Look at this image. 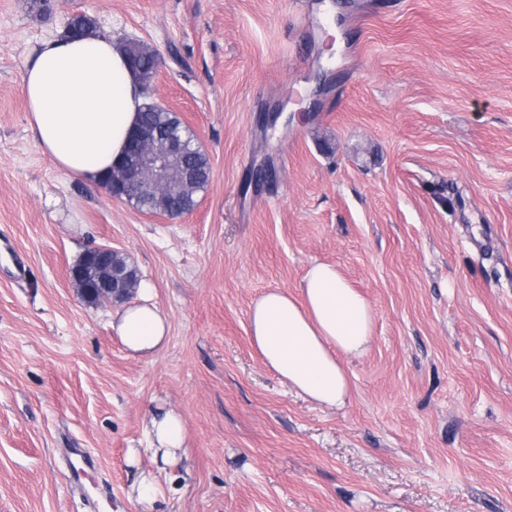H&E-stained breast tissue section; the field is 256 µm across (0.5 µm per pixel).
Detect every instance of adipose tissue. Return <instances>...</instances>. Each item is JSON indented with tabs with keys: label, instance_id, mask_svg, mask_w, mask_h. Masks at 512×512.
<instances>
[{
	"label": "adipose tissue",
	"instance_id": "adipose-tissue-1",
	"mask_svg": "<svg viewBox=\"0 0 512 512\" xmlns=\"http://www.w3.org/2000/svg\"><path fill=\"white\" fill-rule=\"evenodd\" d=\"M26 121L41 152L62 173L97 183L122 154L145 97L118 43L99 35L72 40L43 39L22 75ZM301 297L276 288L250 306L253 340L265 362L289 387L327 407L342 406L350 381L340 355L363 354L371 341L369 303L335 267L314 263L302 281ZM138 302L112 321L126 350L152 356L169 339V319L142 283ZM145 448L129 451L172 465L185 456L186 423L172 408L152 411L144 428Z\"/></svg>",
	"mask_w": 512,
	"mask_h": 512
}]
</instances>
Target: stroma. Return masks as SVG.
Listing matches in <instances>:
<instances>
[{
  "label": "stroma",
  "mask_w": 512,
  "mask_h": 512,
  "mask_svg": "<svg viewBox=\"0 0 512 512\" xmlns=\"http://www.w3.org/2000/svg\"><path fill=\"white\" fill-rule=\"evenodd\" d=\"M75 14L156 52L147 97L210 159L192 212L138 211L41 152L23 64ZM3 237L0 512H512V0H0ZM101 244L156 288L154 358L68 276ZM314 262L375 315L339 408L250 334L251 302L300 295ZM159 404L188 455L130 465ZM72 448L97 459L79 484ZM143 471L158 493L137 501Z\"/></svg>",
  "instance_id": "obj_1"
}]
</instances>
